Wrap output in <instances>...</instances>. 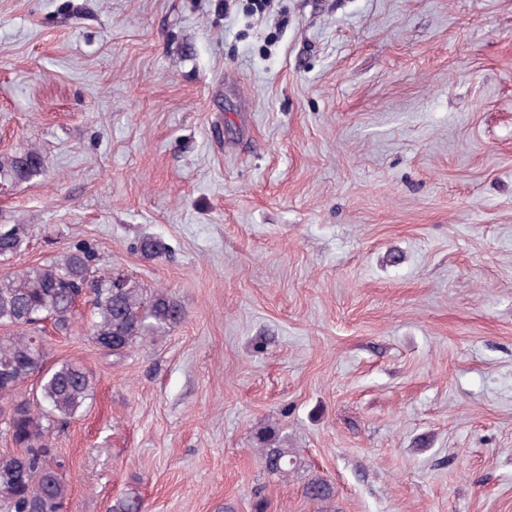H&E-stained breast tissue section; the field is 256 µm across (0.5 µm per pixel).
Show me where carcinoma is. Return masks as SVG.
Wrapping results in <instances>:
<instances>
[{
	"instance_id": "carcinoma-1",
	"label": "carcinoma",
	"mask_w": 512,
	"mask_h": 512,
	"mask_svg": "<svg viewBox=\"0 0 512 512\" xmlns=\"http://www.w3.org/2000/svg\"><path fill=\"white\" fill-rule=\"evenodd\" d=\"M41 159L27 153L0 161V180H24L40 168ZM25 224L0 225V257L13 256L27 243ZM95 255L77 249L40 267L0 278V327L13 332L0 335V402H11L6 426L19 451L0 454V512H63L68 482L50 465V432L77 416L91 398L95 381L83 367L64 362L44 369L40 336L43 323L65 335L72 330L77 298L93 295L92 340L114 355H122L136 342L157 336L180 323L184 309L161 290L149 291L129 275L114 273L100 279L92 271ZM38 376L35 404L17 399L23 381ZM264 470L282 478L300 465L279 431L266 428L256 436ZM313 502L334 496L331 483L310 479L303 489ZM141 495L131 490L116 500L110 512H144Z\"/></svg>"
}]
</instances>
